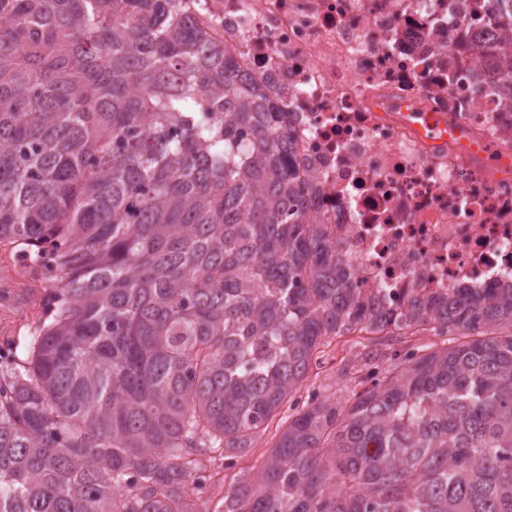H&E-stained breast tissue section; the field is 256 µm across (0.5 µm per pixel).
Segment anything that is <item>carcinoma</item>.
<instances>
[{"mask_svg": "<svg viewBox=\"0 0 512 512\" xmlns=\"http://www.w3.org/2000/svg\"><path fill=\"white\" fill-rule=\"evenodd\" d=\"M183 2L0 0V245L42 289L0 355V512H202L323 337L427 327L467 340L361 355L370 387L311 398L212 512H512V287L371 308L283 113ZM457 7L512 89V0Z\"/></svg>", "mask_w": 512, "mask_h": 512, "instance_id": "1", "label": "carcinoma"}]
</instances>
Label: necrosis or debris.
<instances>
[{
	"instance_id": "obj_1",
	"label": "necrosis or debris",
	"mask_w": 512,
	"mask_h": 512,
	"mask_svg": "<svg viewBox=\"0 0 512 512\" xmlns=\"http://www.w3.org/2000/svg\"><path fill=\"white\" fill-rule=\"evenodd\" d=\"M217 48L287 112L297 171L371 301L512 283V106L448 0H190ZM451 54L420 53L436 28Z\"/></svg>"
}]
</instances>
